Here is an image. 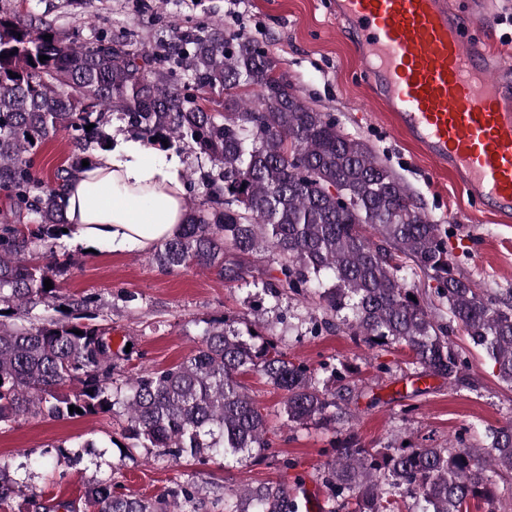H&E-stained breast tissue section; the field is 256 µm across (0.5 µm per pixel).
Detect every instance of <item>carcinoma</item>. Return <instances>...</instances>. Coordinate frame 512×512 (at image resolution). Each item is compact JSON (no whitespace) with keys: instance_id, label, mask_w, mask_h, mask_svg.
I'll list each match as a JSON object with an SVG mask.
<instances>
[{"instance_id":"1","label":"carcinoma","mask_w":512,"mask_h":512,"mask_svg":"<svg viewBox=\"0 0 512 512\" xmlns=\"http://www.w3.org/2000/svg\"><path fill=\"white\" fill-rule=\"evenodd\" d=\"M277 68L254 37L219 27L180 29L149 52L132 36L78 44L16 12L0 14V427L31 414L76 418L75 405L85 415L124 416L128 452L263 462L275 457L276 432L239 380L249 373L282 392L290 428L348 422L355 383L322 380L288 360L259 323L207 321L180 365L119 379L97 296L64 310L57 304V247L69 237L61 189L82 161L106 151L115 113L131 138L188 149L210 163L195 172L201 199L190 201L178 232L153 250L158 267L215 269L239 281L245 270L227 254H266L280 277L263 285L264 294L314 299L321 317L312 331L342 324L370 348H406L426 374L453 388L470 386L466 352L453 339L458 328L512 386V291L490 297L458 276L448 230L430 221L367 144L311 106ZM62 132L73 150L55 181H46L32 155ZM408 262L437 282L448 321L406 286ZM46 279L53 288L45 289ZM68 384L74 390L64 391ZM339 434L319 473L333 512H395L400 492L414 500L413 512H464L471 499L512 495V485H500L512 473V421L487 430L477 448H368L349 427ZM277 463L278 480L226 486L210 501L212 512H306V480H288L294 463ZM84 502L91 512L205 507L195 487L178 479L157 496L133 497L109 478L88 487Z\"/></svg>"}]
</instances>
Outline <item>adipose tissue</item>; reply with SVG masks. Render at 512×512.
Instances as JSON below:
<instances>
[{"label":"adipose tissue","instance_id":"ef3b65f1","mask_svg":"<svg viewBox=\"0 0 512 512\" xmlns=\"http://www.w3.org/2000/svg\"><path fill=\"white\" fill-rule=\"evenodd\" d=\"M179 155H150L137 140H116L72 179L65 212L74 241L148 252L175 235L185 202Z\"/></svg>","mask_w":512,"mask_h":512}]
</instances>
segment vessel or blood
I'll list each match as a JSON object with an SVG mask.
<instances>
[{
	"instance_id": "b4317fda",
	"label": "vessel or blood",
	"mask_w": 512,
	"mask_h": 512,
	"mask_svg": "<svg viewBox=\"0 0 512 512\" xmlns=\"http://www.w3.org/2000/svg\"><path fill=\"white\" fill-rule=\"evenodd\" d=\"M376 97L463 195L512 217V60L478 49L447 0H336Z\"/></svg>"
}]
</instances>
